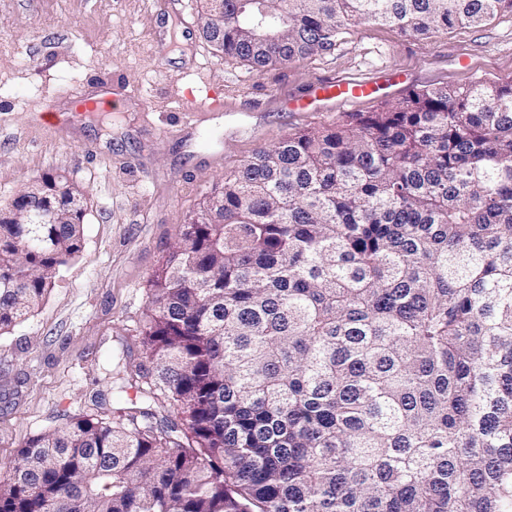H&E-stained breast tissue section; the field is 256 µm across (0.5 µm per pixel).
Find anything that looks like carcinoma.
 <instances>
[{
    "mask_svg": "<svg viewBox=\"0 0 512 512\" xmlns=\"http://www.w3.org/2000/svg\"><path fill=\"white\" fill-rule=\"evenodd\" d=\"M512 0H212L205 39L261 71L354 22L478 27ZM278 41L251 34L255 20ZM50 172L0 200V335L83 245ZM151 375L0 473V512H512V80L411 91L224 175L149 279Z\"/></svg>",
    "mask_w": 512,
    "mask_h": 512,
    "instance_id": "1",
    "label": "carcinoma"
}]
</instances>
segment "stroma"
Wrapping results in <instances>:
<instances>
[{"mask_svg": "<svg viewBox=\"0 0 512 512\" xmlns=\"http://www.w3.org/2000/svg\"><path fill=\"white\" fill-rule=\"evenodd\" d=\"M159 0H0V199L44 172L86 192L84 244L43 304L0 336V468L32 436L66 416L139 401L114 395L101 366L144 361L139 324L148 280L226 172L289 132L373 112L429 87L512 79V13L480 27L425 36L356 24L324 54L256 72L204 38V0L159 11ZM404 83L328 112H289L281 101L320 78ZM124 97L110 112L76 110L100 92ZM220 88L224 109L187 115L188 85ZM56 109L57 124L40 114Z\"/></svg>", "mask_w": 512, "mask_h": 512, "instance_id": "35a3bbf8", "label": "stroma"}]
</instances>
